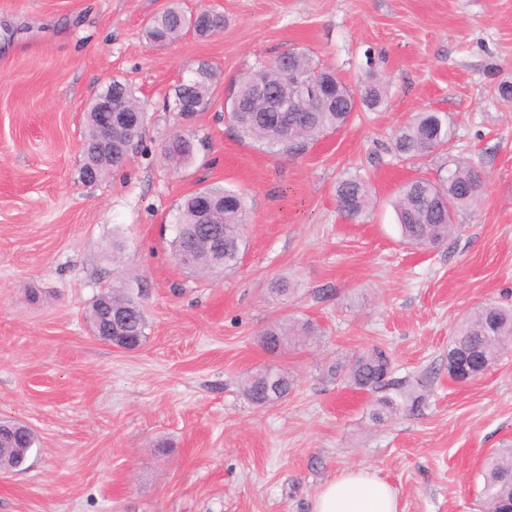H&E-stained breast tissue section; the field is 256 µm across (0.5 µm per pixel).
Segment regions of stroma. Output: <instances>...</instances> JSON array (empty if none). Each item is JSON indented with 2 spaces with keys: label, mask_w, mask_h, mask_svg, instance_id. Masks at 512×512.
I'll use <instances>...</instances> for the list:
<instances>
[{
  "label": "stroma",
  "mask_w": 512,
  "mask_h": 512,
  "mask_svg": "<svg viewBox=\"0 0 512 512\" xmlns=\"http://www.w3.org/2000/svg\"><path fill=\"white\" fill-rule=\"evenodd\" d=\"M213 9L224 27L168 45L146 36L170 5ZM303 51L349 83H389L300 155L245 139L224 110L231 82ZM210 63L208 107L165 109L178 79ZM512 0H0V418L37 443L0 477V512H310L349 467L398 492L399 512H481L487 457L512 446V352L466 383L448 374L457 322L512 304ZM146 114L126 166L81 178L85 111L112 81ZM446 114L450 152L395 155L392 134L419 112ZM192 129L208 148L173 171L164 143ZM481 168L480 209L458 213L447 244L402 243L393 198L438 179L449 155ZM369 180L361 219L337 208L343 173ZM212 183L240 190L242 259L204 277L174 259L173 214ZM122 245L113 255V242ZM120 265H113V258ZM142 305L138 350L92 335L87 313L116 275ZM284 276L290 299L271 294ZM312 319L319 345L267 352L260 333ZM382 344L396 412L371 420L376 394L326 375L336 357ZM277 366L294 391L264 407L241 383ZM422 394L410 411L409 391Z\"/></svg>",
  "instance_id": "stroma-1"
}]
</instances>
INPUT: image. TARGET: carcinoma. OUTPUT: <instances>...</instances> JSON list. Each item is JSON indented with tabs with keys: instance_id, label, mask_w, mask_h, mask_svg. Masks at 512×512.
Wrapping results in <instances>:
<instances>
[{
	"instance_id": "carcinoma-1",
	"label": "carcinoma",
	"mask_w": 512,
	"mask_h": 512,
	"mask_svg": "<svg viewBox=\"0 0 512 512\" xmlns=\"http://www.w3.org/2000/svg\"><path fill=\"white\" fill-rule=\"evenodd\" d=\"M224 26V17H205L198 22L195 34L204 36ZM190 31L188 15L171 7L156 15L148 29V39L153 43L172 42ZM314 83L330 80L334 88L330 93L331 104L325 109H315L305 101L298 76ZM194 82L193 97L197 110L202 112L209 105L216 71L208 63H200L188 74ZM257 84L265 86L269 94L288 107L286 112H230L229 118L247 138L268 147H278L288 153L301 154L310 144L330 132L343 128L360 105L368 109L381 107L388 97L385 80L372 74L368 80L353 87L335 71L313 61L307 55L288 58L282 55L260 63L252 71L236 80V92L242 105H247L248 95ZM452 137L448 118L436 112H419L409 122L400 126L393 137L395 153L405 160H419L437 150L449 148ZM180 146L173 154L165 155L173 170L190 163L203 141L193 133L173 135ZM487 182L482 172L462 158H453L448 176L436 184L428 179L415 177L404 183L397 194L395 208L403 240L412 246H440L448 240L455 228L457 213L479 208L486 196ZM336 198L347 199L350 206L345 216L356 219L374 205V192L369 181L358 174L349 175L337 182ZM211 206L209 223L200 219L204 202ZM248 209L245 199L236 190L222 185L205 186L184 198L175 216L176 235L172 241L174 255L190 253L188 267L200 273L230 271L241 259L243 229ZM218 228L224 235V264L214 263L209 249V231ZM109 299L116 309H129L131 314L125 324L126 336L133 347L141 346L147 339V321L142 306L125 294L117 284H108L93 300L89 314L99 313V332L108 330L107 309L97 310L102 300ZM321 335V329L307 318H293L286 323L275 322L261 331V343L270 352L288 344L295 348L306 345ZM512 348V307L489 302L475 308L464 317L453 331L448 345V374L457 377L455 364L459 357L468 361L471 375L479 376L496 364L503 353ZM328 374L348 385L378 393L398 382L391 378V357L379 347L352 357H338L327 369ZM296 381L290 373L276 367L248 376L242 382V393L252 404L266 406L286 398L295 388ZM0 465L16 468L25 464L36 444L32 430L13 420L0 422ZM484 512H508L512 503V448H505L492 456L484 470L482 489Z\"/></svg>"
}]
</instances>
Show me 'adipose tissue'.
<instances>
[{
  "label": "adipose tissue",
  "instance_id": "adipose-tissue-1",
  "mask_svg": "<svg viewBox=\"0 0 512 512\" xmlns=\"http://www.w3.org/2000/svg\"><path fill=\"white\" fill-rule=\"evenodd\" d=\"M310 512H398L396 490L365 468L339 472L314 494Z\"/></svg>",
  "mask_w": 512,
  "mask_h": 512
}]
</instances>
